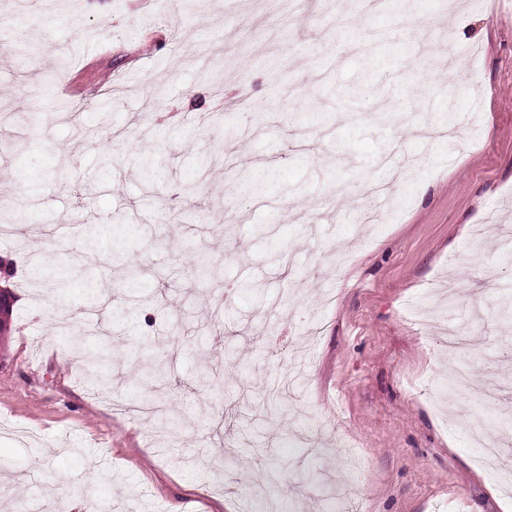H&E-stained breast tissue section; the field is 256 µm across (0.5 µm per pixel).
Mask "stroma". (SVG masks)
<instances>
[{
    "mask_svg": "<svg viewBox=\"0 0 512 512\" xmlns=\"http://www.w3.org/2000/svg\"><path fill=\"white\" fill-rule=\"evenodd\" d=\"M451 2L0 0V212L50 231L0 260L69 273L15 290L0 512H512L470 430L512 455V0ZM102 326L101 395L70 341ZM112 342L103 338L95 351L86 358L89 367L93 368L98 385L104 392H112Z\"/></svg>",
    "mask_w": 512,
    "mask_h": 512,
    "instance_id": "35a3bbf8",
    "label": "stroma"
}]
</instances>
